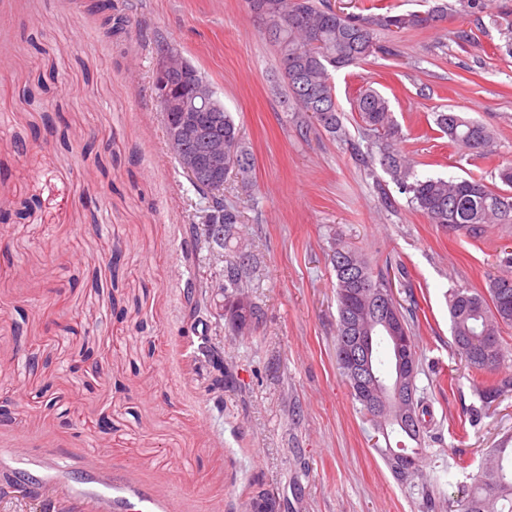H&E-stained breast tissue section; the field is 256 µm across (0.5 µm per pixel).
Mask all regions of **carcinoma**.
Listing matches in <instances>:
<instances>
[{
	"mask_svg": "<svg viewBox=\"0 0 512 512\" xmlns=\"http://www.w3.org/2000/svg\"><path fill=\"white\" fill-rule=\"evenodd\" d=\"M251 12L260 21L261 32L277 48L279 69L284 82L288 108L301 112L334 137L345 135L335 86L330 69L357 66L376 52L393 53L379 44L381 31L418 29L434 25L448 17V4L434 6L426 14L379 13L340 14L325 0H248ZM368 135L378 145L380 164L391 176L400 193L434 224L445 230H465L475 236L487 224H512V165L499 170L505 188L491 187L481 177L453 178L419 176L414 161L397 147L399 128L389 100L376 89L366 86L353 100ZM204 129L224 141V177L247 175L254 167V157L246 146L241 129L219 98L210 99ZM163 130L178 165H183L184 151L200 146L192 133L184 141L173 143L175 129L167 113H162ZM434 124L455 146L472 153H484L493 143V133L482 123L467 119L452 109L435 113ZM198 194L207 200L200 223L188 228L189 236L199 245L206 242L212 250L224 248L226 234L241 221L237 206L224 202V185L212 182L195 170L185 172ZM336 273L338 320L336 324V362L350 387L352 398L360 405V414L384 439L394 434L399 445L386 444L381 449L393 476L401 483L421 489L422 512H435L432 495L421 461L424 415L428 408L416 396L418 357L411 348L412 369L396 355L395 340L414 341L416 308L401 304L393 293L391 272L375 267L367 254L348 242L336 240L328 254ZM253 259L241 253L218 273L222 288H236L252 268ZM386 294L390 307L377 303ZM189 318L195 320L207 309V290L187 293ZM448 307L453 345L461 359L477 375L492 372L503 352L505 329L512 328V275H490L484 288H453L448 293ZM228 324L237 331L249 328L253 309L241 295L225 305ZM497 337L494 360H486L484 336ZM359 336H371L369 363L371 381L386 397L402 386L403 403H393L386 410L376 400L360 394V386L344 365L343 354ZM415 446H410V443ZM458 512H512V448L504 440L490 451V463L475 478L470 495L459 501Z\"/></svg>",
	"mask_w": 512,
	"mask_h": 512,
	"instance_id": "obj_1",
	"label": "carcinoma"
}]
</instances>
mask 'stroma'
<instances>
[{"label": "stroma", "mask_w": 512, "mask_h": 512, "mask_svg": "<svg viewBox=\"0 0 512 512\" xmlns=\"http://www.w3.org/2000/svg\"><path fill=\"white\" fill-rule=\"evenodd\" d=\"M87 2L0 0V211L11 215L0 243L13 263L0 272V452L29 450L14 482L33 489L56 468L51 512H95L85 447L113 496L165 487L180 512H420L336 365L327 254L340 238L391 263L397 297L417 306L416 385L432 408L422 469L436 500L465 499L490 449L512 439V329L491 375L503 387L482 403L481 379L454 353L447 292L502 273L512 224L478 237L430 224L382 167L366 174L371 141L351 101L363 85L389 97L419 173L498 186L512 164V0L480 13L448 0L435 26L380 33L392 54L333 74L341 140L301 131L286 109L276 50L246 0H112L108 27ZM166 45L210 81L255 159L251 191L224 185L242 222L223 259L257 261L249 335L226 329L219 293L197 325L187 318L188 289L221 259L186 235L205 201L163 135L152 73ZM446 109L494 131L487 154L434 128ZM203 339L224 352V389ZM86 354L98 361L88 377L74 368Z\"/></svg>", "instance_id": "stroma-1"}]
</instances>
